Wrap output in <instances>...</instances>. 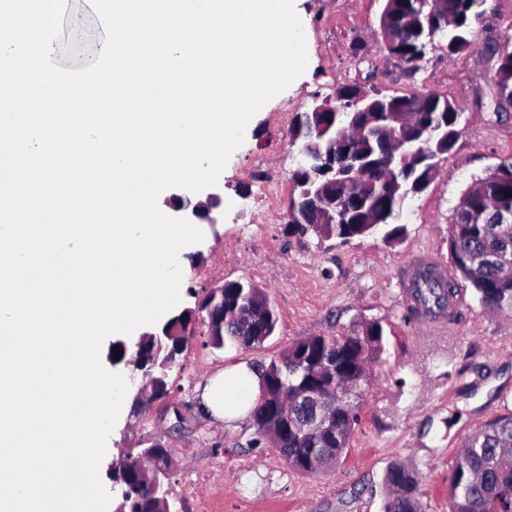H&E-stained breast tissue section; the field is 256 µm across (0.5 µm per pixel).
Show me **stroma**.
Segmentation results:
<instances>
[{
  "mask_svg": "<svg viewBox=\"0 0 512 512\" xmlns=\"http://www.w3.org/2000/svg\"><path fill=\"white\" fill-rule=\"evenodd\" d=\"M383 0H297L308 54L306 72L252 118L243 144L232 154L215 186L222 197L223 224L202 225V242L181 259V306L209 284L249 280L268 292L278 314L274 336L254 349L212 350L194 338L169 373V399L184 415L172 434L174 512H383L382 478L400 462L421 476L422 512H448V475L464 438L486 421L512 410V315L481 306L471 287L465 305L449 321L422 322L412 315L402 281L413 259L432 253L450 265L448 226L461 194L505 160L512 161V107L497 114L478 106L477 92H490L494 71L483 43L448 59L432 54L427 73L410 79L380 47ZM105 32L87 0H67L57 57L95 61ZM363 43L364 63L353 58ZM393 94L426 85L452 98L463 116L461 135L435 179L408 197L393 241L381 236L341 244L315 235H294L288 206L290 177L298 156L289 148L290 120L283 104L304 111L331 95L356 73ZM281 183L268 195V175ZM379 320L385 351L370 369L360 421L343 462L314 476L289 469L271 448H251L250 419L227 424L204 405V389L225 369L255 366L293 341L336 335L352 321ZM162 403L134 415L123 403L100 466L167 430Z\"/></svg>",
  "mask_w": 512,
  "mask_h": 512,
  "instance_id": "stroma-1",
  "label": "stroma"
}]
</instances>
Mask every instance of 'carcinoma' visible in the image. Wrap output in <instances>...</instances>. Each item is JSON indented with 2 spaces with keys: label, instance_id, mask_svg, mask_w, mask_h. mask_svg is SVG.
<instances>
[{
  "label": "carcinoma",
  "instance_id": "cac0c4a2",
  "mask_svg": "<svg viewBox=\"0 0 512 512\" xmlns=\"http://www.w3.org/2000/svg\"><path fill=\"white\" fill-rule=\"evenodd\" d=\"M486 2L390 0L387 18L380 20L388 51L400 56L411 78L427 69L430 50L440 46L450 59L462 55L475 44L474 21L486 14ZM488 52L496 58L492 100L496 105L512 102V49L507 43L490 44ZM354 96L353 86H339L331 95L336 111L302 112V120L289 129L293 144L307 139L314 126L345 128L349 137L348 156L339 159L336 179L325 186V194L336 200V223H291L294 234L311 232L342 243L378 233L386 240L400 237L405 230L400 224L404 201L426 188L460 137V107L423 86L403 95L375 90L366 112L358 111ZM354 167L365 170L363 180L351 175ZM503 212L512 213L511 180L491 182L480 198L464 191L448 233L455 279L422 271L415 288L421 306L446 308L462 279L471 284L481 304L512 310V274L503 270L512 257V224L490 223L491 215ZM215 306L224 308V325L207 335L205 345L213 349L255 348L277 329L279 318L267 293L251 281L224 282V301ZM181 340H145L136 351L113 343L121 360L135 359L154 374L153 396L134 403L140 412L170 394L164 364ZM384 347L382 324L361 319L336 336L299 339L253 367L258 387L250 410L254 436L247 445L275 449L288 468L303 475H318L338 464L359 424L361 403L339 401L334 390L349 384L361 394L367 367L380 359ZM144 464L160 473L170 471L172 458L163 436L148 439L143 449L127 451L128 512H157L159 494L143 476ZM383 482L388 490L383 512H421L418 473L394 463ZM448 512H512V411L464 440L448 478Z\"/></svg>",
  "mask_w": 512,
  "mask_h": 512
}]
</instances>
